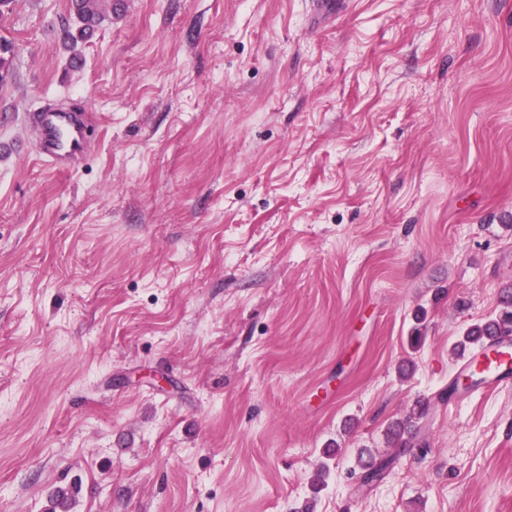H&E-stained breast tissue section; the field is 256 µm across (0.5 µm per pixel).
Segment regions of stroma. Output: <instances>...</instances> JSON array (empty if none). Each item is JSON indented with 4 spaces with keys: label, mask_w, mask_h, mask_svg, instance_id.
Here are the masks:
<instances>
[{
    "label": "stroma",
    "mask_w": 512,
    "mask_h": 512,
    "mask_svg": "<svg viewBox=\"0 0 512 512\" xmlns=\"http://www.w3.org/2000/svg\"><path fill=\"white\" fill-rule=\"evenodd\" d=\"M116 3L75 57L0 9V512H512V387L439 399L512 285V0ZM35 138V153L55 171L68 172L73 159L89 150L91 118L83 104L68 110L44 108L28 115ZM80 491V485L75 483L58 485L49 496L48 512H70L72 503Z\"/></svg>",
    "instance_id": "stroma-1"
}]
</instances>
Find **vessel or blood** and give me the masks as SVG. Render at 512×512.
<instances>
[{
  "label": "vessel or blood",
  "mask_w": 512,
  "mask_h": 512,
  "mask_svg": "<svg viewBox=\"0 0 512 512\" xmlns=\"http://www.w3.org/2000/svg\"><path fill=\"white\" fill-rule=\"evenodd\" d=\"M28 122L34 133L37 158L56 171H70L73 159L84 156L89 150L91 118L84 105L77 104L67 110L45 108L30 113ZM476 368L488 385L511 382L512 339L495 337L479 359L468 358L458 366L462 373Z\"/></svg>",
  "instance_id": "1"
}]
</instances>
